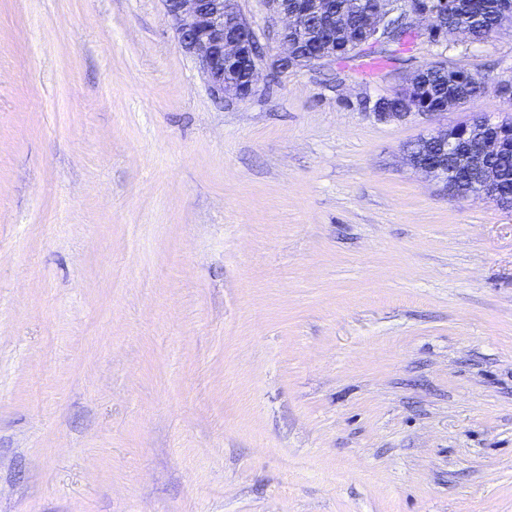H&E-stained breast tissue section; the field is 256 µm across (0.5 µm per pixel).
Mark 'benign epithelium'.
I'll list each match as a JSON object with an SVG mask.
<instances>
[{"mask_svg":"<svg viewBox=\"0 0 512 512\" xmlns=\"http://www.w3.org/2000/svg\"><path fill=\"white\" fill-rule=\"evenodd\" d=\"M164 15L175 33L182 50L194 61L207 88L217 102L231 98L243 101L257 90L262 58L260 40L254 28L237 10L234 0H162ZM269 11L278 16L282 25L276 32L281 52L270 62L277 73L288 72V64L298 55L301 42L310 38L309 18L316 16L331 29V35L319 42L314 58L321 62L336 57V16L329 12L327 0H263ZM447 0H378L377 7L368 12L367 24L372 37L386 42L390 28L386 20L400 15L406 27L417 32L421 22H428L424 33L440 32L438 22L447 18L438 4ZM448 112V103L421 108L416 111L390 112L376 106L375 117L383 122L403 121L415 115L438 116ZM480 133L478 153L458 152V163L467 167L483 184L484 190L468 194L494 200L490 190L499 181V169L492 163L499 152L507 148L512 137V123L491 119L479 126L471 121L446 126L427 134L423 140L441 151L460 147L472 131ZM410 165L427 178L455 196V188L448 186V165L445 162L409 160Z\"/></svg>","mask_w":512,"mask_h":512,"instance_id":"1","label":"benign epithelium"}]
</instances>
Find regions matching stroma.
<instances>
[{
  "instance_id": "35a3bbf8",
  "label": "stroma",
  "mask_w": 512,
  "mask_h": 512,
  "mask_svg": "<svg viewBox=\"0 0 512 512\" xmlns=\"http://www.w3.org/2000/svg\"><path fill=\"white\" fill-rule=\"evenodd\" d=\"M215 102L161 0H0V512H512V208L404 151L512 116V24ZM437 61L481 98L378 121ZM448 112V102L443 104L435 105L431 108H421L416 111H409L408 108L403 112H390L381 109L379 106H375L373 109V113L375 117L383 122L389 121H403L408 119L409 117L415 115H424V116H438ZM482 114L483 113L475 114L467 121L437 129V131L421 137L428 145L426 146L422 141H417V143L411 147V153L418 158L428 156L431 154L429 144L435 148L441 149V152L447 151V153L449 149L454 150L459 148L472 135V131L476 129V126L471 123L472 119L480 117ZM407 160L409 161L410 165L417 171L424 174L427 178L434 181L435 183L442 186V189L453 195L457 198V191L454 187H448V179L452 178L453 176L449 173L448 168V162L447 165L445 162L440 161L437 159L436 161H421L416 162L411 159L410 155L408 154Z\"/></svg>"
}]
</instances>
